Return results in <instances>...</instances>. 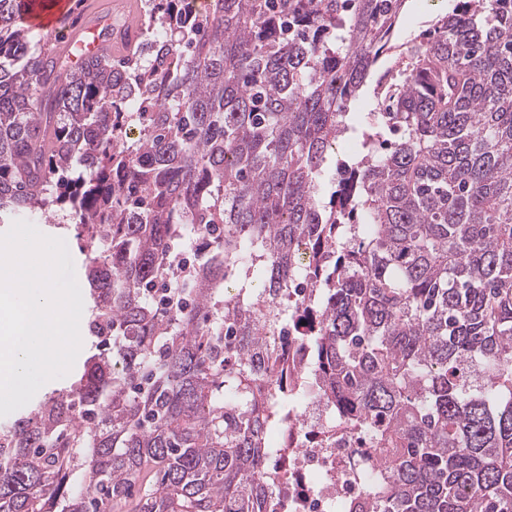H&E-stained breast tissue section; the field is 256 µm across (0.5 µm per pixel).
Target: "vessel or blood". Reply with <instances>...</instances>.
<instances>
[{
  "instance_id": "1",
  "label": "vessel or blood",
  "mask_w": 512,
  "mask_h": 512,
  "mask_svg": "<svg viewBox=\"0 0 512 512\" xmlns=\"http://www.w3.org/2000/svg\"><path fill=\"white\" fill-rule=\"evenodd\" d=\"M70 0H46L45 5H38L37 0H18V15L22 23L36 30L57 29L69 11ZM99 31L95 33L92 40H72L71 48L75 53L73 62H80L81 58L87 56L122 54L129 40L136 32L134 23L140 17L138 0H104L101 7L91 12ZM125 17L126 23L123 29L116 31L113 35H105L100 31L101 26L108 23L113 16Z\"/></svg>"
}]
</instances>
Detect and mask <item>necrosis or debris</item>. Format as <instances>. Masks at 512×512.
<instances>
[{"instance_id": "necrosis-or-debris-1", "label": "necrosis or debris", "mask_w": 512, "mask_h": 512, "mask_svg": "<svg viewBox=\"0 0 512 512\" xmlns=\"http://www.w3.org/2000/svg\"><path fill=\"white\" fill-rule=\"evenodd\" d=\"M291 418L285 448L269 460L288 473L276 494L282 512H353L377 467L364 435L342 426L311 392L302 396Z\"/></svg>"}]
</instances>
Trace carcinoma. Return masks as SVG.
Returning <instances> with one entry per match:
<instances>
[{"instance_id": "cac0c4a2", "label": "carcinoma", "mask_w": 512, "mask_h": 512, "mask_svg": "<svg viewBox=\"0 0 512 512\" xmlns=\"http://www.w3.org/2000/svg\"><path fill=\"white\" fill-rule=\"evenodd\" d=\"M145 2L156 46L76 67L0 0V215L76 224L112 338L0 429V512H112L155 475L135 512H275L268 435L310 390L376 451L355 512H512V0L403 43L364 124L406 0ZM302 322L304 321H295L294 328L292 326H288V324L284 325L280 332V334L288 336V369L299 370L308 361V352L305 349L300 348L297 342H294L296 338L294 336L295 330L297 332H303L307 325L306 322L305 325H302Z\"/></svg>"}]
</instances>
